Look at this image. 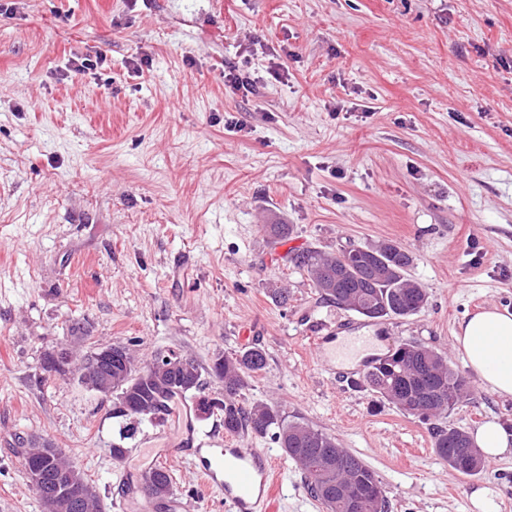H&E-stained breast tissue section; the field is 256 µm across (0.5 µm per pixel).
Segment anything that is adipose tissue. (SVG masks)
Instances as JSON below:
<instances>
[{"label": "adipose tissue", "mask_w": 512, "mask_h": 512, "mask_svg": "<svg viewBox=\"0 0 512 512\" xmlns=\"http://www.w3.org/2000/svg\"><path fill=\"white\" fill-rule=\"evenodd\" d=\"M454 345L488 393L512 399V311L490 306L467 315Z\"/></svg>", "instance_id": "adipose-tissue-1"}]
</instances>
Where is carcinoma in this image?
<instances>
[{"label": "carcinoma", "instance_id": "carcinoma-1", "mask_svg": "<svg viewBox=\"0 0 512 512\" xmlns=\"http://www.w3.org/2000/svg\"><path fill=\"white\" fill-rule=\"evenodd\" d=\"M264 231L275 245L291 238L290 224H265ZM289 262L306 270L318 299L337 308L355 312L372 320L407 318L420 312L428 302L427 289L407 277L413 263L412 254L403 246L382 241L363 250L338 253L303 250L289 256ZM396 371L374 364L364 375V382L389 403L401 409L417 408L416 415L429 425L436 454L454 470L478 475L484 470L480 450L467 433L442 422L449 413L448 390L453 389L466 400L471 386L465 376L448 366V360L435 349L414 341L399 343L391 350ZM267 353L252 347L235 356H220L212 367L214 375L224 381V400L214 409L224 413V430L238 435L245 430L265 434L276 429V438L286 455L305 474L310 495L326 512H347L340 488L354 486L368 493L364 512H388L384 493L370 488L377 481L375 473L356 455L338 447L331 435L301 421H288L282 413L262 403L249 408L238 401L247 378L266 365ZM162 402L143 390L138 406L131 412L115 411L153 418ZM68 465L54 454L39 461L46 480L56 476L59 467Z\"/></svg>", "mask_w": 512, "mask_h": 512}]
</instances>
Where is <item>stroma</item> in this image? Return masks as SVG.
I'll use <instances>...</instances> for the list:
<instances>
[{"mask_svg":"<svg viewBox=\"0 0 512 512\" xmlns=\"http://www.w3.org/2000/svg\"><path fill=\"white\" fill-rule=\"evenodd\" d=\"M230 67L255 94L226 93ZM267 224L294 234L270 245ZM384 240L414 256L429 296L416 315L317 301L285 260ZM490 305L512 310V0H0V512H42L17 437L62 448L102 512L124 468L166 444L77 375L43 376L45 350L74 337L140 363L180 352L201 373L192 405L223 394L218 356L262 346L241 403L335 437L390 512H476L477 490L512 512L511 454L460 475L363 383L406 340L466 372L454 332ZM332 335L375 346L332 366L313 344ZM471 387L448 424L512 425V399ZM244 439L276 467L275 512H323L274 432ZM169 470L193 512H224L193 457Z\"/></svg>","mask_w":512,"mask_h":512,"instance_id":"obj_1","label":"stroma"}]
</instances>
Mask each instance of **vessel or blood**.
<instances>
[{"instance_id":"obj_1","label":"vessel or blood","mask_w":512,"mask_h":512,"mask_svg":"<svg viewBox=\"0 0 512 512\" xmlns=\"http://www.w3.org/2000/svg\"><path fill=\"white\" fill-rule=\"evenodd\" d=\"M365 342V337L354 336L340 346L335 337L324 336L317 340L316 347L332 359L358 353ZM173 414L181 421L180 435L175 446L166 449L165 460L172 462L181 453L194 452L198 475L207 488L222 495L225 512H270L276 491L271 457L240 438L229 439L221 447L198 439L190 406L174 409ZM114 507L116 512H151L153 505L139 486L125 483L114 497Z\"/></svg>"}]
</instances>
